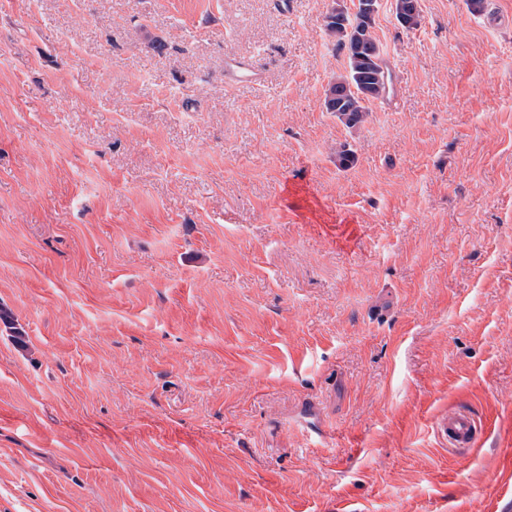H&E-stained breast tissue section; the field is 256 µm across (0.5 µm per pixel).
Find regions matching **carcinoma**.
Returning <instances> with one entry per match:
<instances>
[{"instance_id":"1","label":"carcinoma","mask_w":512,"mask_h":512,"mask_svg":"<svg viewBox=\"0 0 512 512\" xmlns=\"http://www.w3.org/2000/svg\"><path fill=\"white\" fill-rule=\"evenodd\" d=\"M397 21L407 29L420 23L419 0H395ZM374 19H356L352 30L326 23L329 35L346 49V73L332 80L324 92V107L348 128L361 126L367 115V103L384 96L391 83V72L373 34Z\"/></svg>"}]
</instances>
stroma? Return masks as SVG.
Segmentation results:
<instances>
[{
  "label": "stroma",
  "mask_w": 512,
  "mask_h": 512,
  "mask_svg": "<svg viewBox=\"0 0 512 512\" xmlns=\"http://www.w3.org/2000/svg\"><path fill=\"white\" fill-rule=\"evenodd\" d=\"M335 5L0 0V512H512V0ZM419 0H395L397 21L407 29H413L420 23ZM372 16L357 18L352 30L326 22V30L346 49V73L336 76L324 92V107L348 128L360 127L367 115V103L383 97L391 83V72L373 34ZM438 427L451 448H470L475 441L476 422L465 409H449L448 415L440 418Z\"/></svg>",
  "instance_id": "obj_1"
}]
</instances>
